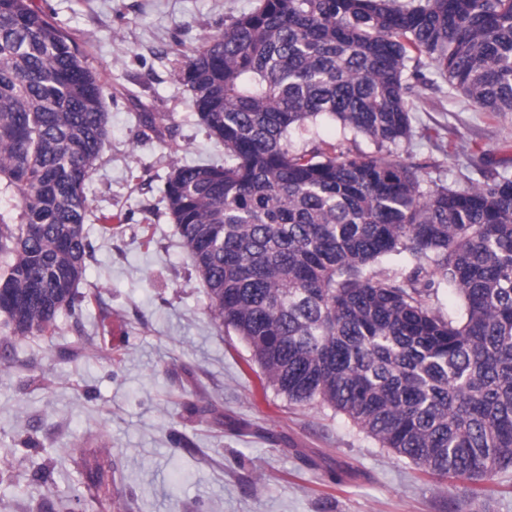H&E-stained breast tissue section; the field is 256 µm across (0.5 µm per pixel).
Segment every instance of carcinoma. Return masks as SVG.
Here are the masks:
<instances>
[{
    "mask_svg": "<svg viewBox=\"0 0 512 512\" xmlns=\"http://www.w3.org/2000/svg\"><path fill=\"white\" fill-rule=\"evenodd\" d=\"M224 165H174L164 199L212 313L289 404L322 406L400 460L483 486L512 470V179L434 184L399 147L424 68L512 113V0H256L172 60ZM329 119L374 153L295 147ZM108 138L102 74L33 4L0 0V322L56 334L89 244ZM399 256L393 269L383 258ZM458 298L437 307L439 289ZM50 512H112V466Z\"/></svg>",
    "mask_w": 512,
    "mask_h": 512,
    "instance_id": "obj_1",
    "label": "carcinoma"
}]
</instances>
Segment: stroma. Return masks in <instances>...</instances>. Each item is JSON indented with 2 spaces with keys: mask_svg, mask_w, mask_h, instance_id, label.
Instances as JSON below:
<instances>
[{
  "mask_svg": "<svg viewBox=\"0 0 512 512\" xmlns=\"http://www.w3.org/2000/svg\"><path fill=\"white\" fill-rule=\"evenodd\" d=\"M103 73L108 142L87 192L86 272L56 335L0 327V512L87 491L78 460L106 449L120 512H457L448 479L421 474L326 407L267 387L249 347L209 308L163 188L172 165L224 161L171 60L255 0H34ZM401 151L425 182L512 176V113L490 116L443 80L420 87ZM143 112L164 114L157 129ZM298 147L345 140L335 122ZM100 294L102 305L87 303ZM198 407L189 413L187 403ZM36 448L24 447L25 439ZM54 467L52 483L31 477Z\"/></svg>",
  "mask_w": 512,
  "mask_h": 512,
  "instance_id": "obj_1",
  "label": "stroma"
}]
</instances>
